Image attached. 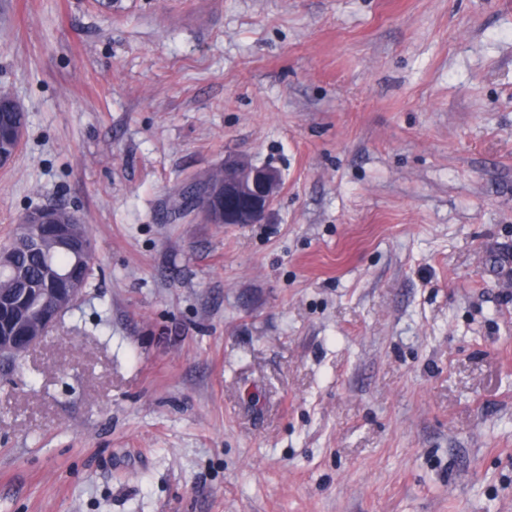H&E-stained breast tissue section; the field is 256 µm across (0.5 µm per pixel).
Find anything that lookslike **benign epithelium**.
Masks as SVG:
<instances>
[{
	"mask_svg": "<svg viewBox=\"0 0 512 512\" xmlns=\"http://www.w3.org/2000/svg\"><path fill=\"white\" fill-rule=\"evenodd\" d=\"M281 184L280 172L272 166L255 167L243 159L224 162V197L237 196L244 201L237 210L224 209V223H263ZM24 228L28 241L36 246L50 239L64 240L74 249L86 246V242L79 239L75 225L55 221L50 206L28 211L24 215ZM84 292L85 283L80 273L64 272L54 265L47 273V287L18 289L15 298L0 305V315L7 312L17 320L27 318L30 325L20 334L8 326L0 330V360L32 350Z\"/></svg>",
	"mask_w": 512,
	"mask_h": 512,
	"instance_id": "benign-epithelium-1",
	"label": "benign epithelium"
}]
</instances>
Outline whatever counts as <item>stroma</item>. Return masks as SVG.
<instances>
[{
  "label": "stroma",
  "mask_w": 512,
  "mask_h": 512,
  "mask_svg": "<svg viewBox=\"0 0 512 512\" xmlns=\"http://www.w3.org/2000/svg\"><path fill=\"white\" fill-rule=\"evenodd\" d=\"M0 242H95L0 366V512H512V0H0ZM277 168L262 224L184 185ZM17 111L13 108H8L5 106L0 107V143H5L6 140H9L13 133L16 132L19 125V118L17 115ZM25 115L24 112H20ZM24 127L21 126L18 128V137L22 139ZM54 206H43L35 210H30L21 217L18 225L8 242L0 250V276L5 271L12 269L8 253L11 252L12 266L18 271L24 272L25 276L32 283H38L43 274V268L46 264V256L43 252L30 248L23 236L22 227L25 228V234L28 241L36 246H41L45 241L55 239L64 240L74 249L80 246L86 247L85 240L79 239L75 226L82 224L80 217L65 208L60 207L58 219L60 224L55 221L51 215ZM23 224V226H22Z\"/></svg>",
  "instance_id": "1"
}]
</instances>
